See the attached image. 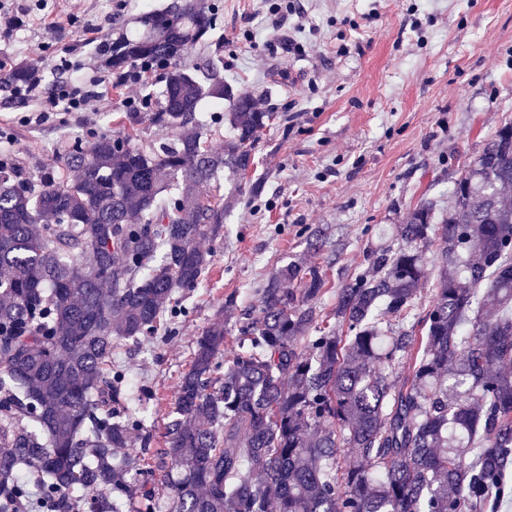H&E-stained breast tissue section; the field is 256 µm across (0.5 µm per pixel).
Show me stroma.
<instances>
[{
    "instance_id": "35a3bbf8",
    "label": "stroma",
    "mask_w": 512,
    "mask_h": 512,
    "mask_svg": "<svg viewBox=\"0 0 512 512\" xmlns=\"http://www.w3.org/2000/svg\"><path fill=\"white\" fill-rule=\"evenodd\" d=\"M173 2L81 0L73 21L70 0H18L29 14L22 30L0 25V59L37 63L46 90L70 61L103 97L98 111L35 123L38 104L19 108L1 82L0 133L13 159L48 164L63 140L119 134L126 89L96 44ZM215 2L221 21L209 41L225 83L277 118L256 141L247 178L224 177L236 204L223 239L202 244L213 262L184 297L187 317L112 355L158 436L194 336L223 307L229 327L257 312L266 281L294 261L325 273L317 309L330 317L337 288L368 271L375 228L404 223L423 200L447 206L465 164L512 122V0H301L300 15L278 26L268 0Z\"/></svg>"
}]
</instances>
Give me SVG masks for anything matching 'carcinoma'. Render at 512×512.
I'll use <instances>...</instances> for the list:
<instances>
[{
  "label": "carcinoma",
  "mask_w": 512,
  "mask_h": 512,
  "mask_svg": "<svg viewBox=\"0 0 512 512\" xmlns=\"http://www.w3.org/2000/svg\"><path fill=\"white\" fill-rule=\"evenodd\" d=\"M136 23L104 41L106 65L170 67L160 108L147 101L123 134L69 141L46 166L0 165V512L31 494L27 469L41 512H481L512 464V123L454 183L440 222L422 201L380 229L371 272L337 290L334 324L314 307L324 273L294 263L236 322L231 358L224 320L209 324L157 446L112 351L184 316L178 293L199 286L212 263L200 242L227 214L224 172L250 171L277 115L224 84L220 55L180 65L218 24L208 0ZM205 98L232 100L219 149L197 116ZM145 123L175 138L145 147ZM436 239L418 336L405 322ZM344 447L358 457L338 477ZM156 477L170 486L162 509L146 490Z\"/></svg>",
  "instance_id": "1"
}]
</instances>
